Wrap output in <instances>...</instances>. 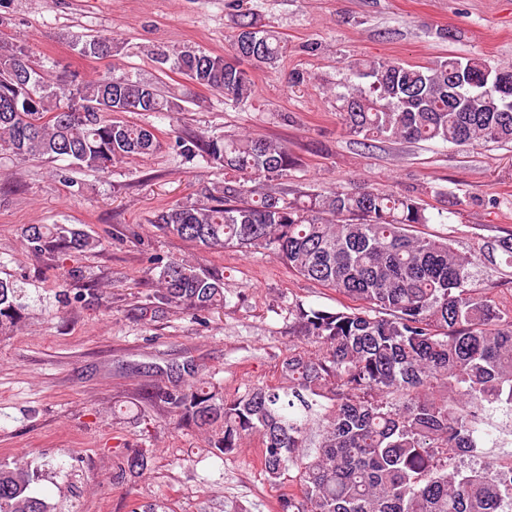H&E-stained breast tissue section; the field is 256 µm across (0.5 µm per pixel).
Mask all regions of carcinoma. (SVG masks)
Here are the masks:
<instances>
[{
    "label": "carcinoma",
    "instance_id": "cac0c4a2",
    "mask_svg": "<svg viewBox=\"0 0 512 512\" xmlns=\"http://www.w3.org/2000/svg\"><path fill=\"white\" fill-rule=\"evenodd\" d=\"M231 53L160 52L173 73L245 104L255 95L232 59L256 43L257 66H274L285 44L247 13L238 15ZM335 93L345 128L363 139L433 140L461 147L512 142V94L500 68L479 56H449L431 67L362 59ZM165 115L176 98L122 74L67 78L37 69L24 43L0 45V151L23 161L67 157L80 169L153 155L152 128L109 118V108ZM180 153L224 170L208 204H175L151 223L166 235L216 252L269 253L296 274L354 306L327 311L294 299L288 328L304 346L282 360L284 384L250 385L232 398L193 360L148 367L142 406L158 407L224 456L242 439L261 441L260 464L277 482L295 469L298 492L279 512H512V475L462 473L457 457L476 448L487 413L512 407V310L494 299L481 268L512 267V234L486 242L482 257L447 237L419 235L431 216L417 199L366 185L287 202L264 183L294 165L284 143L251 135L181 138ZM24 247L62 263L102 245L81 228L27 224ZM149 305L206 322L224 307L223 278L177 257H156ZM24 290L0 279V339L25 326ZM135 450L117 474L151 463ZM39 469L0 462V512H55L34 489Z\"/></svg>",
    "mask_w": 512,
    "mask_h": 512
}]
</instances>
